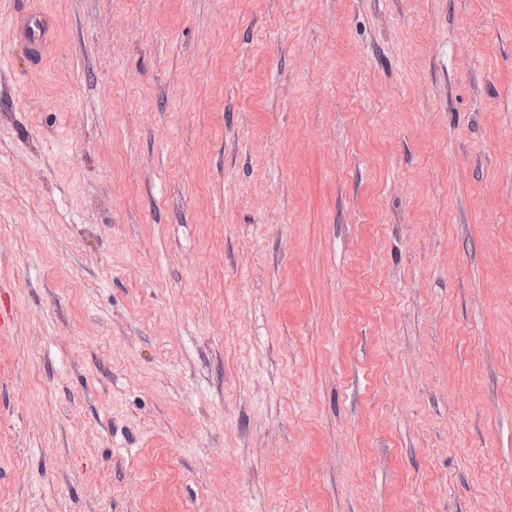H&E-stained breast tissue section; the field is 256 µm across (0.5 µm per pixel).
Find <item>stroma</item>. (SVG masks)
Segmentation results:
<instances>
[{
  "instance_id": "obj_1",
  "label": "stroma",
  "mask_w": 512,
  "mask_h": 512,
  "mask_svg": "<svg viewBox=\"0 0 512 512\" xmlns=\"http://www.w3.org/2000/svg\"><path fill=\"white\" fill-rule=\"evenodd\" d=\"M25 12L0 512H512V0ZM10 36L11 38L20 36L29 44L32 62L37 65L41 62L50 40V28L42 16L27 14L14 22Z\"/></svg>"
}]
</instances>
